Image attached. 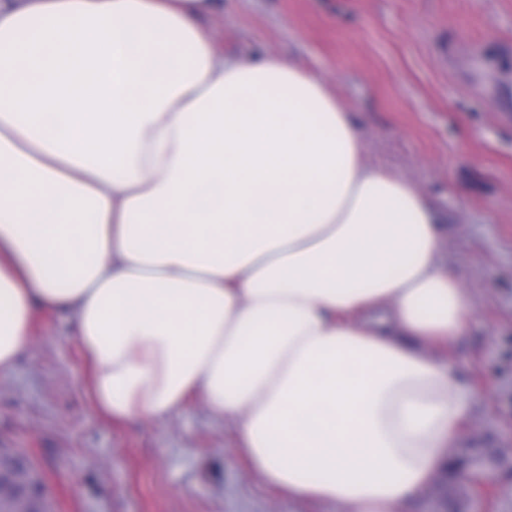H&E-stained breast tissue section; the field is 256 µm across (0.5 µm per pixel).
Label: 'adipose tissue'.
I'll return each instance as SVG.
<instances>
[{
  "mask_svg": "<svg viewBox=\"0 0 512 512\" xmlns=\"http://www.w3.org/2000/svg\"><path fill=\"white\" fill-rule=\"evenodd\" d=\"M212 0H0V371L66 313L94 406L233 421L270 486L399 512L470 396L426 197L317 72L225 57Z\"/></svg>",
  "mask_w": 512,
  "mask_h": 512,
  "instance_id": "adipose-tissue-1",
  "label": "adipose tissue"
}]
</instances>
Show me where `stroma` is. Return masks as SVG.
Here are the masks:
<instances>
[{
    "label": "stroma",
    "instance_id": "1",
    "mask_svg": "<svg viewBox=\"0 0 512 512\" xmlns=\"http://www.w3.org/2000/svg\"><path fill=\"white\" fill-rule=\"evenodd\" d=\"M226 54L291 59L352 105L366 161L412 182L448 228L473 297L438 352L471 398L458 446L512 454V0H223ZM69 321L35 314L0 373V448L30 452L51 512H339L267 486L232 421L191 398L163 421L98 414Z\"/></svg>",
    "mask_w": 512,
    "mask_h": 512
}]
</instances>
